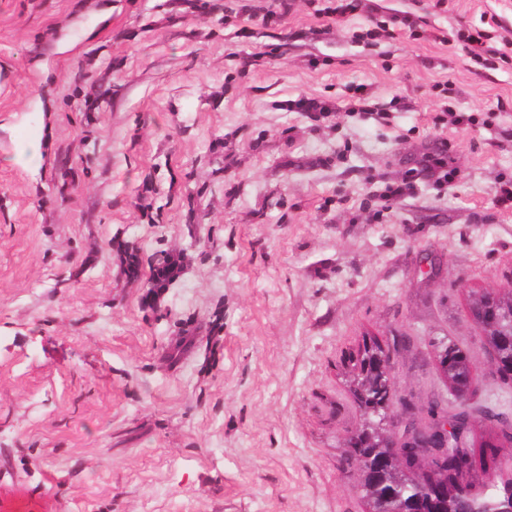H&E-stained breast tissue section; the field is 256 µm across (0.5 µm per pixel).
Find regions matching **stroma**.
<instances>
[{
	"mask_svg": "<svg viewBox=\"0 0 512 512\" xmlns=\"http://www.w3.org/2000/svg\"><path fill=\"white\" fill-rule=\"evenodd\" d=\"M236 2L0 0V512L16 495L43 512H368L343 461L363 418L342 358L372 336L414 341L390 360L397 397L451 401L450 340L473 404L512 407L467 311L512 282L495 201L512 63L456 39L483 21L493 46L512 39V0H372L429 32L374 47L361 16L320 33L293 0L248 32L224 18ZM34 135L48 146L27 170L12 157ZM169 257L182 269L155 291ZM438 360L440 370L448 371L457 381L458 389L467 388L473 382L467 354L453 342H440Z\"/></svg>",
	"mask_w": 512,
	"mask_h": 512,
	"instance_id": "1",
	"label": "stroma"
}]
</instances>
